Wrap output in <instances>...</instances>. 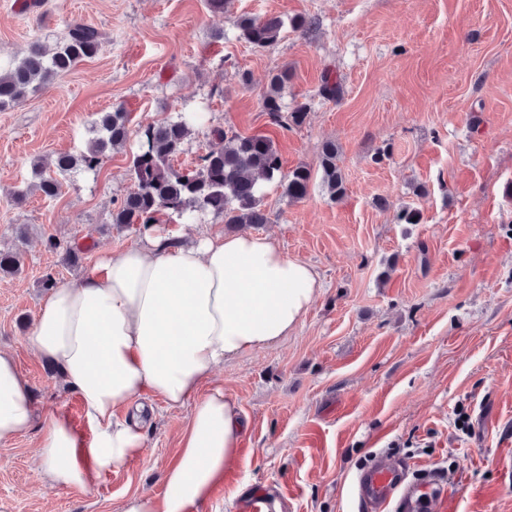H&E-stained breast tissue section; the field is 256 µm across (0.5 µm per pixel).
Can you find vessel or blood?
Listing matches in <instances>:
<instances>
[{
	"instance_id": "1",
	"label": "vessel or blood",
	"mask_w": 512,
	"mask_h": 512,
	"mask_svg": "<svg viewBox=\"0 0 512 512\" xmlns=\"http://www.w3.org/2000/svg\"><path fill=\"white\" fill-rule=\"evenodd\" d=\"M406 468L397 460L381 459L357 477V497L364 512H429L430 504L441 495L436 475L410 483Z\"/></svg>"
}]
</instances>
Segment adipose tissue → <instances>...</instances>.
I'll use <instances>...</instances> for the list:
<instances>
[{
  "label": "adipose tissue",
  "instance_id": "obj_1",
  "mask_svg": "<svg viewBox=\"0 0 512 512\" xmlns=\"http://www.w3.org/2000/svg\"><path fill=\"white\" fill-rule=\"evenodd\" d=\"M320 290L315 270L270 235L216 233L194 243L152 229L141 246L106 254L53 285L28 343L79 396L93 427L83 440L67 415L40 414L15 355L0 350V444L41 431L40 463L52 486L87 485L145 446L127 407L150 393L189 407L162 495L138 491L121 512H201L236 461L243 427L213 372L226 360L277 344Z\"/></svg>",
  "mask_w": 512,
  "mask_h": 512
}]
</instances>
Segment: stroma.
Masks as SVG:
<instances>
[{"label":"stroma","mask_w":512,"mask_h":512,"mask_svg":"<svg viewBox=\"0 0 512 512\" xmlns=\"http://www.w3.org/2000/svg\"><path fill=\"white\" fill-rule=\"evenodd\" d=\"M14 2L0 0L8 56L55 44L76 22L102 35L94 57L0 111V250L20 261L0 274V349L16 355L38 410L66 414L78 400L26 342L42 278L77 279L143 236L111 222L134 187L136 139L97 172L67 175L51 200L32 189V162L79 154L98 113L119 105L138 122L197 108L208 122L174 166L213 147L215 128L270 135L287 170L315 166L332 140L347 186L336 204L317 179L297 202L265 187L258 233L314 267L321 289L280 343L214 372L245 430L233 483L203 512H245L259 493L274 512H359L356 478L381 458L405 462L412 480L439 476L432 512H512V0H230L221 13L206 0H40L31 12ZM244 14L319 25L256 49L238 37ZM283 68L285 102L310 107L288 132L261 106ZM328 74L339 99L319 93ZM406 205L421 223H397ZM73 243L86 248L75 264ZM140 400L153 408L142 453L83 488H50L38 431L0 445V512H121L132 492L162 494L189 410Z\"/></svg>","instance_id":"35a3bbf8"}]
</instances>
